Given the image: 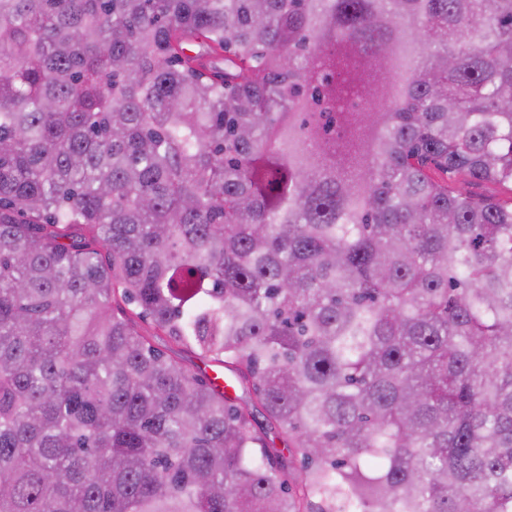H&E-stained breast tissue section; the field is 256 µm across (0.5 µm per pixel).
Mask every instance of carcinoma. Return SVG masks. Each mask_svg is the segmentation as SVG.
Returning a JSON list of instances; mask_svg holds the SVG:
<instances>
[{"instance_id":"carcinoma-1","label":"carcinoma","mask_w":512,"mask_h":512,"mask_svg":"<svg viewBox=\"0 0 512 512\" xmlns=\"http://www.w3.org/2000/svg\"><path fill=\"white\" fill-rule=\"evenodd\" d=\"M450 172L512 184V0H0V512H512ZM176 356L186 367L195 371L205 372L210 377L217 373L224 375V368L216 366L214 363L202 358L197 353L186 350H176Z\"/></svg>"}]
</instances>
